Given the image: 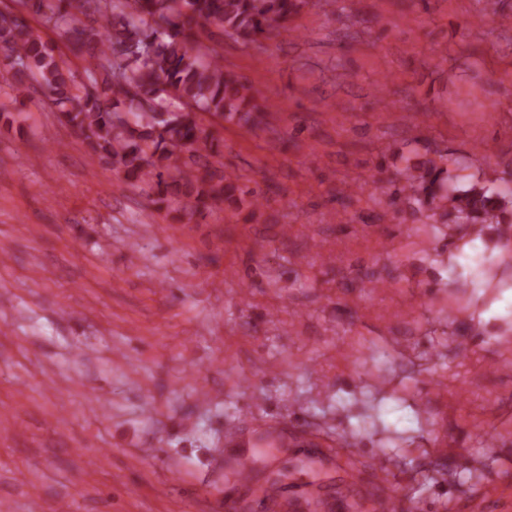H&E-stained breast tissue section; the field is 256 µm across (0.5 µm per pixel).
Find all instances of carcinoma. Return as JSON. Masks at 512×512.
I'll return each instance as SVG.
<instances>
[{
	"instance_id": "cac0c4a2",
	"label": "carcinoma",
	"mask_w": 512,
	"mask_h": 512,
	"mask_svg": "<svg viewBox=\"0 0 512 512\" xmlns=\"http://www.w3.org/2000/svg\"><path fill=\"white\" fill-rule=\"evenodd\" d=\"M10 2L0 10V53L11 73L0 88V117L35 84L57 106L60 122L82 132L90 161L147 186L154 204L182 200L185 218L217 203L263 206L261 192L210 163L219 144L200 114L253 131L270 108L257 88L224 69L211 41L219 31L260 49L304 0ZM32 19L62 38L78 64L35 35ZM383 194L395 212L407 202L444 224L505 223L502 193L479 181L461 186L434 159L407 166Z\"/></svg>"
}]
</instances>
